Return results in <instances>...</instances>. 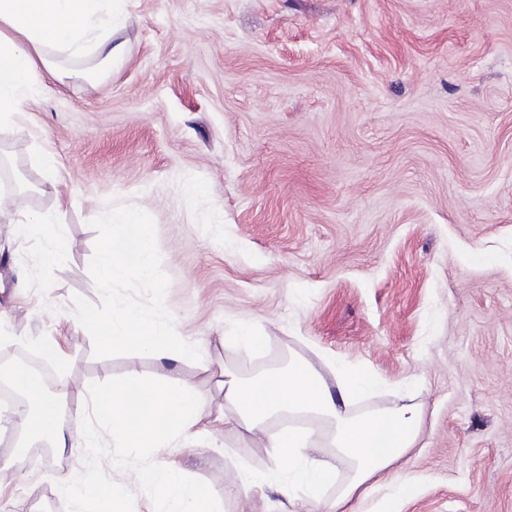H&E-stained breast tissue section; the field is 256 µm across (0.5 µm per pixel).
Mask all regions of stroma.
Masks as SVG:
<instances>
[{"label":"stroma","instance_id":"obj_1","mask_svg":"<svg viewBox=\"0 0 512 512\" xmlns=\"http://www.w3.org/2000/svg\"><path fill=\"white\" fill-rule=\"evenodd\" d=\"M124 57L103 82L44 76L0 128V354L49 361L80 432L89 390L129 372L187 382L212 411L223 371L245 379L323 357L377 372L357 412L423 411L397 463L412 493L376 485L359 512H512V0H125ZM56 159L47 173L40 153ZM160 256L105 282L118 211ZM51 213L65 241L14 221ZM120 304L167 314L194 347L176 371L104 347ZM253 327L265 362L234 339ZM54 346L63 362L50 361ZM174 462L220 512L243 473L276 485L258 439L234 428L169 448L110 435L0 473V512L94 475L122 512H164L141 468ZM17 237L22 239L42 238L46 243L43 262H47L63 242L61 226L55 225L50 214L20 215L14 222Z\"/></svg>","mask_w":512,"mask_h":512}]
</instances>
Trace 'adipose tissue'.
<instances>
[{"label":"adipose tissue","instance_id":"obj_1","mask_svg":"<svg viewBox=\"0 0 512 512\" xmlns=\"http://www.w3.org/2000/svg\"><path fill=\"white\" fill-rule=\"evenodd\" d=\"M122 0H0V127L14 122L24 102L37 95L42 74L61 77L58 57L88 60V67L72 70L76 79L95 81L111 75L122 56L112 33L123 21ZM17 237L44 239V258H51L63 242L61 226L48 214L20 216ZM113 236L139 246L135 256H123L105 243L100 264L105 281L111 282L150 270L158 261L146 227L133 211H121L112 225ZM101 343L112 349L148 352L159 364L171 366L192 354L190 344L177 341L161 315L134 307L117 306L109 320L97 327ZM336 388H329L319 372L301 360L289 362L287 371H275L258 379L224 375V402L228 412L212 413L197 399L192 386H169L130 374L110 382L96 394V409L119 448H165L207 436L219 426H237L261 438L268 456L285 467L277 486L246 480L225 485L226 497L248 489L267 502V512H287L283 499L301 490L307 503L322 504L326 512H355L353 500L366 495L372 484L387 483L395 497L410 491L394 466L414 448L419 435V413L401 406L364 416L352 415L349 401L373 391L377 375L369 370L343 366ZM14 385L31 408L21 426L32 437L48 438L58 453H72L99 445V433L88 428L73 433L66 423L59 397L49 394L41 380L27 370L12 374ZM312 413L332 428L331 452L317 454L310 433L291 427H269L276 413ZM350 463V475L331 501L323 492L336 478L337 457ZM141 484L163 491L168 512H213L210 499L186 477L181 466H155L137 475Z\"/></svg>","mask_w":512,"mask_h":512}]
</instances>
